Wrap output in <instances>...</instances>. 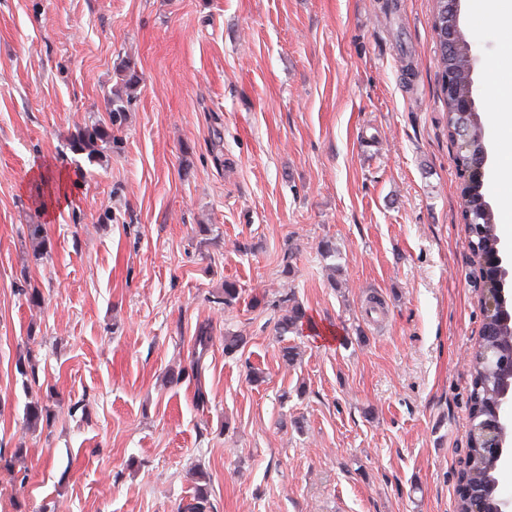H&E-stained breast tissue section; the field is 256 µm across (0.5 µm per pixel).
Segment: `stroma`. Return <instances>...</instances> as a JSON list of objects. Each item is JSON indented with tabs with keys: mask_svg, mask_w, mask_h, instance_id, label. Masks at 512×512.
Instances as JSON below:
<instances>
[{
	"mask_svg": "<svg viewBox=\"0 0 512 512\" xmlns=\"http://www.w3.org/2000/svg\"><path fill=\"white\" fill-rule=\"evenodd\" d=\"M433 7L0 0V512H180L200 487L208 512H455L483 316ZM459 25L495 209L512 22L460 0ZM116 90L115 142L73 152ZM35 167L68 202L39 206ZM285 294L309 321L281 337Z\"/></svg>",
	"mask_w": 512,
	"mask_h": 512,
	"instance_id": "1",
	"label": "stroma"
}]
</instances>
